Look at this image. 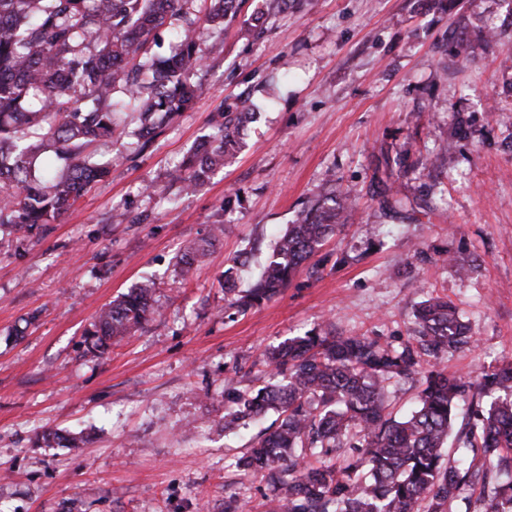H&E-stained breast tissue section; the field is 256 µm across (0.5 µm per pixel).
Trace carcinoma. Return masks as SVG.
<instances>
[{"mask_svg":"<svg viewBox=\"0 0 512 512\" xmlns=\"http://www.w3.org/2000/svg\"><path fill=\"white\" fill-rule=\"evenodd\" d=\"M193 0H0V225L20 230L51 224L81 194L104 180L112 159L95 144L126 134L124 114L138 113L140 135L158 117L190 108L203 85L208 41L224 30L241 0H203V16L189 17ZM287 0H264L256 22L281 12ZM184 24L172 27V20ZM171 28L179 59L159 55L160 33ZM245 112L216 113L215 132L170 179L187 194L204 186L237 151ZM351 208L334 190L297 213L267 264L246 289L236 269L224 270V299L240 312L261 305L296 275H322L317 257ZM224 231L186 242L175 257L186 276L202 264ZM155 282L146 278L106 305L87 333V352L100 357L112 342L159 314ZM474 336L456 306L443 298L417 304L407 339L394 346L378 336H344L317 326L270 347L272 367L257 388L224 384V435L266 416L232 466L271 489L269 512H512V361L485 373L479 384L440 368ZM420 378L415 405L397 414L388 400L396 383ZM467 406L463 424L456 410ZM455 451L445 455L448 439ZM51 447L78 448L83 439L41 434Z\"/></svg>","mask_w":512,"mask_h":512,"instance_id":"1","label":"carcinoma"}]
</instances>
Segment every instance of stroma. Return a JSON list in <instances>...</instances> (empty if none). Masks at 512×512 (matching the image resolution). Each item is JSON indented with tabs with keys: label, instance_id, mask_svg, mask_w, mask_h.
Returning <instances> with one entry per match:
<instances>
[{
	"label": "stroma",
	"instance_id": "35a3bbf8",
	"mask_svg": "<svg viewBox=\"0 0 512 512\" xmlns=\"http://www.w3.org/2000/svg\"><path fill=\"white\" fill-rule=\"evenodd\" d=\"M258 6L245 0L203 94L146 149L99 145L121 163L60 221L0 228V512H224L232 494L264 512L269 488L231 465L257 429L225 435L224 382L251 385L265 347L317 325L396 344L417 303L445 296L476 338L448 373L475 381L512 361V0H290L260 34ZM242 103L257 115L241 150L180 195L170 170ZM384 186L398 213L381 209ZM333 187L356 209L324 249L352 262L228 308L229 258L250 250L249 282ZM214 224L221 240L181 276L180 245ZM147 277L161 315L91 357L96 312ZM46 430L85 444L36 446Z\"/></svg>",
	"mask_w": 512,
	"mask_h": 512
}]
</instances>
